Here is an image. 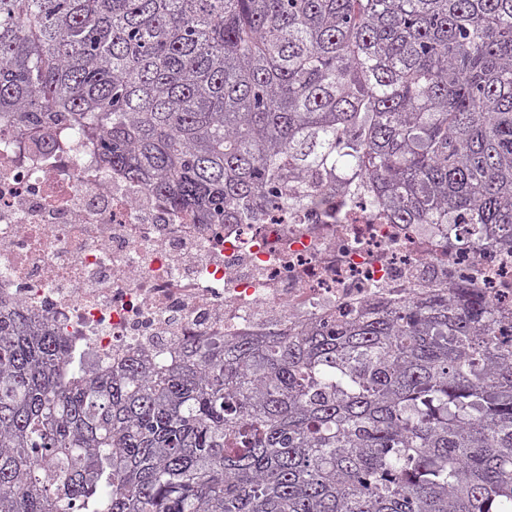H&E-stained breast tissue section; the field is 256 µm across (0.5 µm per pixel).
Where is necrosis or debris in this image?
<instances>
[{
	"label": "necrosis or debris",
	"instance_id": "1",
	"mask_svg": "<svg viewBox=\"0 0 512 512\" xmlns=\"http://www.w3.org/2000/svg\"><path fill=\"white\" fill-rule=\"evenodd\" d=\"M44 140L0 114V299L70 336L92 364L159 359L183 341L300 333L466 284L512 341V246L460 224H397L370 186L243 224H202L106 169L63 112Z\"/></svg>",
	"mask_w": 512,
	"mask_h": 512
}]
</instances>
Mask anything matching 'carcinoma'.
Wrapping results in <instances>:
<instances>
[{"label":"carcinoma","instance_id":"obj_1","mask_svg":"<svg viewBox=\"0 0 512 512\" xmlns=\"http://www.w3.org/2000/svg\"><path fill=\"white\" fill-rule=\"evenodd\" d=\"M54 108L200 223L368 178L512 239V0H0ZM475 289L95 368L0 301V512H512V344Z\"/></svg>","mask_w":512,"mask_h":512}]
</instances>
